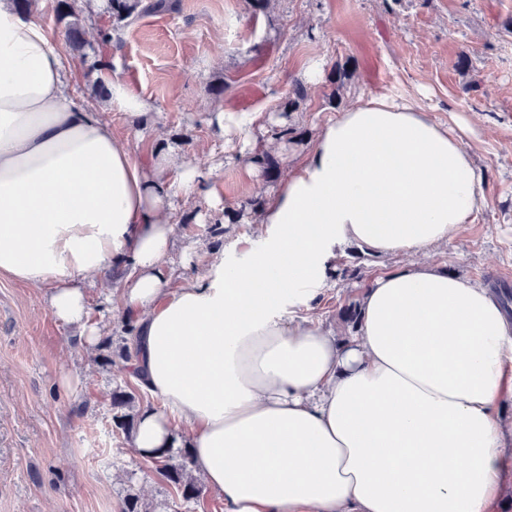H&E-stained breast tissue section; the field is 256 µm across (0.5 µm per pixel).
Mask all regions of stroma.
Segmentation results:
<instances>
[{
	"label": "stroma",
	"mask_w": 512,
	"mask_h": 512,
	"mask_svg": "<svg viewBox=\"0 0 512 512\" xmlns=\"http://www.w3.org/2000/svg\"><path fill=\"white\" fill-rule=\"evenodd\" d=\"M172 2L112 42L122 76L152 110L134 125L120 112L105 118L136 153L171 146L209 169L225 211L266 199L322 125L358 96L413 99L435 120L459 117L469 128L488 206L461 236L423 252L384 256L341 246L337 259L365 278H329L311 317L340 326V308L360 299L368 280L410 264L432 263L481 285L487 267L512 273V0H268L261 9L252 0ZM315 55L324 59L318 85L298 110L286 111L292 84ZM340 67L347 73L341 89ZM210 103L259 113L256 145L273 141L279 126L296 128L295 141L277 142L276 172L245 171L241 140L211 124ZM174 219L176 248L194 250L193 273L205 252L222 251L230 261L243 240L262 243L256 225L243 220L211 235L217 216L203 206L178 209ZM47 294L0 278V512H120L130 492L153 512H224L223 499L206 491L183 502L116 426V389L135 393L132 413L164 407L130 377L122 324L88 352L85 336L51 315Z\"/></svg>",
	"instance_id": "1"
}]
</instances>
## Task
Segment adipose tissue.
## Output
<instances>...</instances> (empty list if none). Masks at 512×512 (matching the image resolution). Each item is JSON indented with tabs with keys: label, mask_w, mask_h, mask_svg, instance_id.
<instances>
[{
	"label": "adipose tissue",
	"mask_w": 512,
	"mask_h": 512,
	"mask_svg": "<svg viewBox=\"0 0 512 512\" xmlns=\"http://www.w3.org/2000/svg\"><path fill=\"white\" fill-rule=\"evenodd\" d=\"M42 7L0 0V277L50 288L93 347L110 324H86V278L124 263L111 311L133 319L131 371L166 404L140 413L138 455L190 448L225 512H500L512 317L493 291L419 265L373 279L354 335L308 315L338 245L426 250L487 206L463 137L415 101L360 98L263 203L262 247L212 252L175 289L171 198L223 211L211 173L113 134L103 109L151 105L112 60L104 102L74 99L82 60Z\"/></svg>",
	"instance_id": "obj_1"
}]
</instances>
